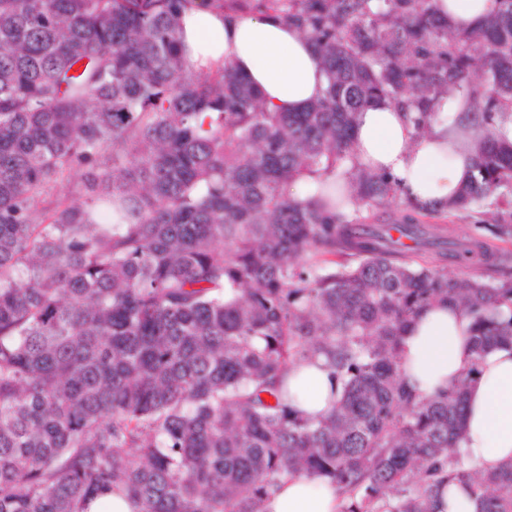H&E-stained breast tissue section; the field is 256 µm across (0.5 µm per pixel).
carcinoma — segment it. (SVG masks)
<instances>
[{
	"mask_svg": "<svg viewBox=\"0 0 512 512\" xmlns=\"http://www.w3.org/2000/svg\"><path fill=\"white\" fill-rule=\"evenodd\" d=\"M211 3L303 32L324 96L271 112L232 68L187 70L188 0H0V512L114 490L138 512H262L289 474L330 478L341 512H433L446 482L512 512V462L477 471L460 448L468 381L512 346V254L409 201L368 224L290 193L340 163L358 206L389 202L354 161L356 113L388 102L423 132L454 93L477 151L448 212L511 192L512 0L471 29L437 0ZM82 168L104 195L42 205ZM485 228L512 239L503 216ZM435 301L469 317L473 362L422 398L401 344ZM319 357L338 399L310 418L281 389Z\"/></svg>",
	"mask_w": 512,
	"mask_h": 512,
	"instance_id": "carcinoma-1",
	"label": "carcinoma"
}]
</instances>
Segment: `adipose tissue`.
<instances>
[{"label":"adipose tissue","instance_id":"obj_1","mask_svg":"<svg viewBox=\"0 0 512 512\" xmlns=\"http://www.w3.org/2000/svg\"><path fill=\"white\" fill-rule=\"evenodd\" d=\"M497 7L496 0H438L449 23L471 28L484 23ZM180 36L188 69L231 66L261 93L270 110L301 111L326 87L310 43L274 17L231 18L202 0H190L181 14ZM467 111L463 96L443 99L429 133L420 137L410 113L387 102L372 104L355 119L354 160L385 175L410 201L441 207L472 173L476 141ZM469 329L462 311L443 303L430 305L405 332L402 369L410 385L430 397L477 365L467 390L462 447L470 462L494 469L512 462V348L491 349L481 362H474ZM286 388L289 404L300 413L317 417L331 412L333 380L324 360L294 368ZM263 512H341V499L329 478L293 475L279 481Z\"/></svg>","mask_w":512,"mask_h":512}]
</instances>
